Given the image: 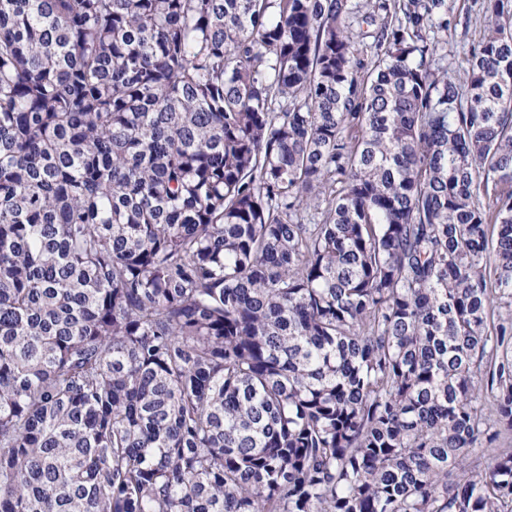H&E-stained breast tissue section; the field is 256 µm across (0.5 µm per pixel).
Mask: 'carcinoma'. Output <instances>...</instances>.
<instances>
[{
    "instance_id": "1",
    "label": "carcinoma",
    "mask_w": 512,
    "mask_h": 512,
    "mask_svg": "<svg viewBox=\"0 0 512 512\" xmlns=\"http://www.w3.org/2000/svg\"><path fill=\"white\" fill-rule=\"evenodd\" d=\"M483 9L0 0V512H512ZM448 20L451 22L452 35L448 36V44L443 45L444 50L434 57L432 66L447 68L448 76L453 77L451 62H454V55L457 59L463 47L467 50L477 44L488 27L489 19L480 8V0H448ZM445 54L448 56L438 60Z\"/></svg>"
}]
</instances>
